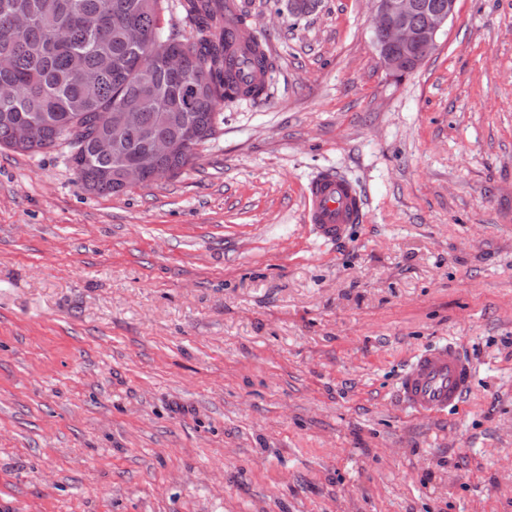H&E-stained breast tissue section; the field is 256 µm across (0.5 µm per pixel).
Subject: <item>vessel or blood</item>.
<instances>
[{
  "mask_svg": "<svg viewBox=\"0 0 512 512\" xmlns=\"http://www.w3.org/2000/svg\"><path fill=\"white\" fill-rule=\"evenodd\" d=\"M304 198L308 222L327 240L341 236L362 217V195L348 180L331 171L311 179ZM472 379L470 362L453 346L444 344L415 357L400 376L398 393L402 404L417 413L442 414L463 402Z\"/></svg>",
  "mask_w": 512,
  "mask_h": 512,
  "instance_id": "b4317fda",
  "label": "vessel or blood"
}]
</instances>
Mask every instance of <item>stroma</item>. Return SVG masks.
<instances>
[{
  "label": "stroma",
  "instance_id": "obj_1",
  "mask_svg": "<svg viewBox=\"0 0 512 512\" xmlns=\"http://www.w3.org/2000/svg\"><path fill=\"white\" fill-rule=\"evenodd\" d=\"M272 62L181 174L0 149V512H512V0L402 81L373 0H236ZM332 170L366 199L304 218ZM456 345L460 408L398 379ZM305 215L324 239L341 236L358 224L364 208L362 195L337 173L323 171L309 181L304 191Z\"/></svg>",
  "mask_w": 512,
  "mask_h": 512
}]
</instances>
